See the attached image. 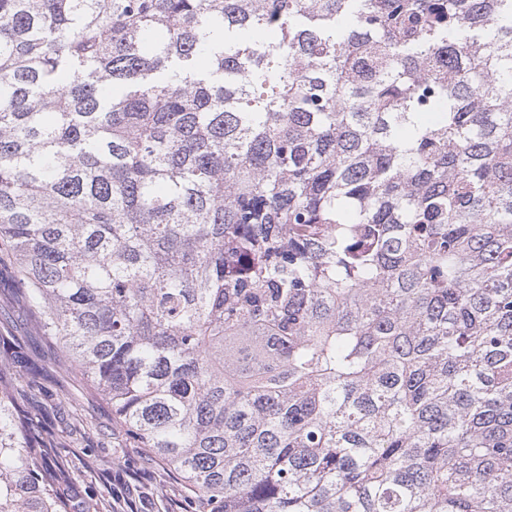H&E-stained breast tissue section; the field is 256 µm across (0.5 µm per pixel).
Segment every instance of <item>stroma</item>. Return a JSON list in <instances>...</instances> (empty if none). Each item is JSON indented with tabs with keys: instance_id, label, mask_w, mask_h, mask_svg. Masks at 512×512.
Listing matches in <instances>:
<instances>
[{
	"instance_id": "35a3bbf8",
	"label": "stroma",
	"mask_w": 512,
	"mask_h": 512,
	"mask_svg": "<svg viewBox=\"0 0 512 512\" xmlns=\"http://www.w3.org/2000/svg\"><path fill=\"white\" fill-rule=\"evenodd\" d=\"M0 334L18 339L35 369L34 393L50 406L51 424L74 468L63 491L76 512H96L107 498L123 512H186L180 478L129 443L112 421L111 406L89 392L74 363L59 347L33 335L14 268L6 263L0 265ZM77 419L83 429L75 435L71 428Z\"/></svg>"
}]
</instances>
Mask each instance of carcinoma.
Masks as SVG:
<instances>
[{
    "label": "carcinoma",
    "instance_id": "cac0c4a2",
    "mask_svg": "<svg viewBox=\"0 0 512 512\" xmlns=\"http://www.w3.org/2000/svg\"><path fill=\"white\" fill-rule=\"evenodd\" d=\"M1 257L192 512H512V0H0Z\"/></svg>",
    "mask_w": 512,
    "mask_h": 512
}]
</instances>
